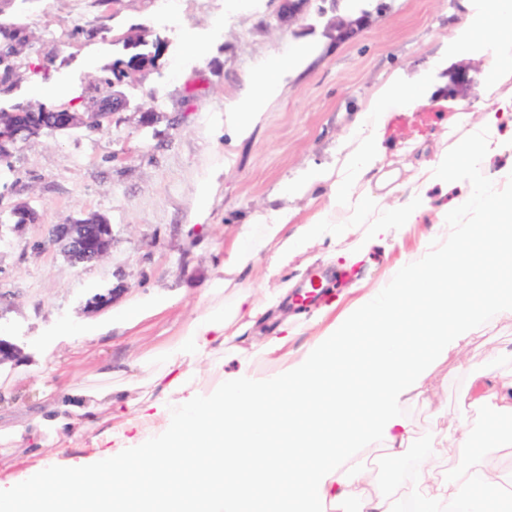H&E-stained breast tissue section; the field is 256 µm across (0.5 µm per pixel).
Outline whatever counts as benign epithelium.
I'll return each instance as SVG.
<instances>
[{
	"mask_svg": "<svg viewBox=\"0 0 512 512\" xmlns=\"http://www.w3.org/2000/svg\"><path fill=\"white\" fill-rule=\"evenodd\" d=\"M363 24V17L348 21L336 22V41L348 38ZM108 113L101 105L89 112H63L58 116V127H103ZM112 225L109 223L81 224L71 220L52 227L49 238L37 244L36 250L42 251L51 247L60 248L75 264L97 262L112 251Z\"/></svg>",
	"mask_w": 512,
	"mask_h": 512,
	"instance_id": "benign-epithelium-1",
	"label": "benign epithelium"
}]
</instances>
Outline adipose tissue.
Returning a JSON list of instances; mask_svg holds the SVG:
<instances>
[{"label":"adipose tissue","mask_w":512,"mask_h":512,"mask_svg":"<svg viewBox=\"0 0 512 512\" xmlns=\"http://www.w3.org/2000/svg\"><path fill=\"white\" fill-rule=\"evenodd\" d=\"M512 0H490L472 14L448 43L457 55L483 45L494 80L488 86L484 117L471 126V105L457 101L453 125L469 129L454 158L421 155L409 203L386 207L382 188L393 175L373 176L374 140L391 113L429 107L436 90L426 76L393 83L376 94L362 127L348 138L345 163L349 176L333 178L314 170L288 186L305 195L313 186L330 187V202L311 222L294 223L292 212L255 215L242 225L222 268L214 293L231 292V308L208 310L188 320L179 340L162 358L142 356V364L161 363L149 395L137 401V422L161 420L164 438L149 454L128 446L125 424L101 428L99 406H112L111 383L94 386L41 385L40 404L16 422L0 427V446L24 445L34 452L52 449L53 462L42 469L37 484H17L0 496V512H336L349 493L343 477L345 455L366 441L381 442L390 457L403 459L411 439L399 407L421 394V382L434 354L458 347L477 330L488 309L512 308V196L485 185L440 217L426 247L401 266L386 288L368 294L351 317L334 329L349 336H371L365 367L364 395L340 391L324 395L325 366L336 355L325 345L310 348L279 375L258 377L251 359L240 362L238 377H223L228 326L252 327L259 316L282 305L288 284L256 301L248 272L265 249L273 255L267 276L279 275L291 251L332 235L337 228L371 217L368 238L388 235L391 227L416 223L426 210L427 191L455 173L467 178L486 167L501 150L500 123L512 112V96L499 94L495 80L512 69ZM307 51L285 52L261 69L252 92L233 105L228 131L246 138L283 79L301 68ZM220 373L219 382L200 394L196 384L202 367ZM289 399H281L282 389ZM475 407L512 417V372L476 371L463 397ZM97 430L94 449L73 459L85 430ZM458 452L469 458L464 469L435 472L421 465L399 484L368 493L361 512H488L485 502L465 497L470 487L512 492V471L486 464L469 437Z\"/></svg>","instance_id":"obj_1"}]
</instances>
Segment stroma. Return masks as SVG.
I'll list each match as a JSON object with an SVG mask.
<instances>
[{
  "mask_svg": "<svg viewBox=\"0 0 512 512\" xmlns=\"http://www.w3.org/2000/svg\"><path fill=\"white\" fill-rule=\"evenodd\" d=\"M175 12L158 11L155 0H0V22L25 26L38 43H56L52 62L37 51L21 59L20 79L0 107L65 104L85 112L103 97L123 38L139 34L162 41L163 52L120 84L128 101L101 132L68 136L42 134L26 141L0 166V210L30 204L37 223H0V337L16 344L18 360L0 365V416L16 417L38 404V384L50 380L95 384L103 365L112 381L134 372L133 359L161 353L174 344L186 323L207 306L205 292L221 274L224 258L242 224L255 214L289 206L295 223H308L328 202L324 190L284 199L283 184L316 168L339 169L343 144L358 115L394 75L430 71L444 101L456 72L468 81L460 92L474 107L472 123L483 117L489 82L482 56H449L432 69L456 27L466 20L461 0H307L292 19L281 0H174ZM368 14L367 25L337 41L334 24ZM311 52L304 67L285 78L280 93L250 135L231 142L224 132V106L247 97L262 65L285 51ZM50 86L36 95L34 83ZM447 107L394 113L377 142V162L409 177L418 145L431 154L455 153ZM461 187L433 189L429 210L391 238L357 252L361 224L296 251L282 277L304 283L319 267L338 271L319 307L299 313L270 311L258 330L224 347V373L234 375L262 336L282 319L292 334L284 351L255 360L256 375L276 372L283 358H298L327 324L322 307L341 314L370 289L387 283L402 262L422 249L437 214L463 196ZM85 213L104 216L112 226L111 253L102 261L72 264L57 250L34 252L50 225ZM154 296L172 306L130 329L97 328L111 313ZM92 329L79 349L65 341L66 329ZM512 344V312L490 309L462 351H448L429 365L425 394L401 406L413 430L415 448L433 449L439 468H460L454 445L460 432L475 436L494 427L484 412L461 407L474 371L490 366L512 371V358L499 356ZM50 461L49 453L0 446V481L32 483Z\"/></svg>",
  "mask_w": 512,
  "mask_h": 512,
  "instance_id": "35a3bbf8",
  "label": "stroma"
}]
</instances>
